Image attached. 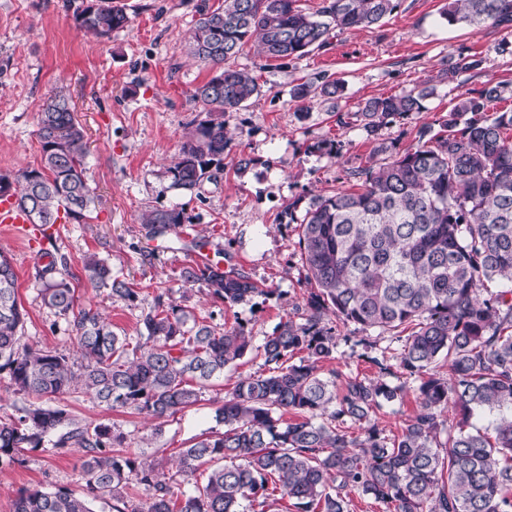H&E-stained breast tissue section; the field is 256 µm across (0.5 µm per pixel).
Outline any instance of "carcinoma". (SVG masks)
<instances>
[{
    "label": "carcinoma",
    "instance_id": "carcinoma-1",
    "mask_svg": "<svg viewBox=\"0 0 512 512\" xmlns=\"http://www.w3.org/2000/svg\"><path fill=\"white\" fill-rule=\"evenodd\" d=\"M397 0H322L309 13L298 0H224L201 8L189 40L190 55L218 68L192 99L205 118L181 144L167 173L171 187L200 188L224 171L229 146L224 113L244 107L260 92L253 73L235 65L246 45L274 60H295L322 47L334 30L381 23ZM449 24L512 27V0H448ZM82 30L98 37L128 26L125 10L89 0L76 13ZM462 57L441 71L443 80L478 68ZM336 80L299 84L293 98L333 101ZM435 87L366 100L349 119L374 143L366 166L349 173L354 183L330 195L288 203L281 219L298 225L303 303L258 345L243 324L222 328L188 324L184 309L162 292L141 313L139 338L113 329L97 308L76 306L64 255H51L39 296L70 322L77 356L21 342L25 310L12 258L0 251V372L14 391L55 397L80 391L109 410L160 421L197 406L208 386L250 355L263 369L238 380L215 409L223 430L201 435L179 454L177 473L193 488L175 494L173 478L147 455L119 450L126 436L104 423L76 421L64 406L33 402L0 417V465L25 448L83 452L82 496L58 489L24 490L13 512H93L90 502L112 499L115 512H266L268 481L278 479L299 512H349L353 492L373 498L383 512H512V112L487 114L500 85L460 96L455 107L420 124L414 143L387 153L382 130L393 120L418 116ZM41 165L12 180L0 177V196L11 193L34 224L88 218L83 127L70 100L51 96L39 117ZM191 223L178 207L146 206L140 224L150 238ZM82 276L109 297L131 303L139 292L97 254ZM186 283H202L226 306L266 294L253 279L220 262L184 267ZM366 335L361 357L378 376L326 375L334 358L338 324ZM401 343L396 364L377 354L371 334ZM305 353L299 363L288 360ZM448 366V376L431 373ZM419 379V408L401 435L390 438L373 414L402 399L395 372ZM456 417L443 418L448 407ZM291 413L294 418L284 420ZM359 435L350 432L353 426ZM209 465L203 483L196 473ZM137 485L144 502L128 501Z\"/></svg>",
    "mask_w": 512,
    "mask_h": 512
}]
</instances>
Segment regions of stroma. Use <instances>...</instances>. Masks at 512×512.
Wrapping results in <instances>:
<instances>
[{"instance_id":"stroma-1","label":"stroma","mask_w":512,"mask_h":512,"mask_svg":"<svg viewBox=\"0 0 512 512\" xmlns=\"http://www.w3.org/2000/svg\"><path fill=\"white\" fill-rule=\"evenodd\" d=\"M112 2L125 9L130 22L110 37L98 38L77 27L82 0H0V176L39 167V113L57 91L68 94L88 141L84 175L93 218L62 225L56 245L76 277L79 305L105 310L115 330L131 337L139 334L142 310L163 290L197 321L228 328L242 323L258 341L287 318L306 286L297 227L279 223L280 213L294 199L347 187L349 171L365 165L373 148L358 126L339 125L338 115L358 111L374 96L434 87L422 117L396 121L383 131L404 149L421 120L446 114L460 94L486 83L503 87L490 112L512 111V28L451 25L441 16L446 0H399L382 23L332 33L326 46L298 60H268L245 47L236 63L253 72L261 91L246 107L224 115L232 141L224 153L223 173L195 194L173 189L165 171L202 118L191 94L215 74L189 57V32L198 19V5L214 10L224 0ZM461 56L478 59L479 68L439 82L441 69ZM320 78L342 81L343 95L333 102L312 100L309 117L300 119L292 90ZM322 140L336 143V154L308 152V145ZM244 159L249 162L245 168L240 165ZM149 204L181 207L191 222L179 235L146 238L139 216ZM199 237L212 259L247 273L264 295L253 304L229 307L204 285L183 283L180 271L193 254L178 242ZM0 251L12 257L17 274L18 297L27 313L24 342L74 353L70 324L46 309L37 295L38 254L1 233ZM89 253L107 258L113 271L137 288L138 303L108 297L81 279ZM339 333L337 352L324 363V372L371 374L361 357L360 332L343 325ZM261 363V358H249L225 372L199 405L168 418L161 437L153 441L143 416L106 409L80 392L53 402L78 422L116 426L127 436L126 451L147 452L172 476L182 448L215 428L214 411L225 394L239 376L258 371ZM401 382L402 401L374 415L392 437L401 434L417 408V380L405 376ZM81 456L73 447L21 451L15 463L0 468V512H12L24 489L83 493Z\"/></svg>"}]
</instances>
